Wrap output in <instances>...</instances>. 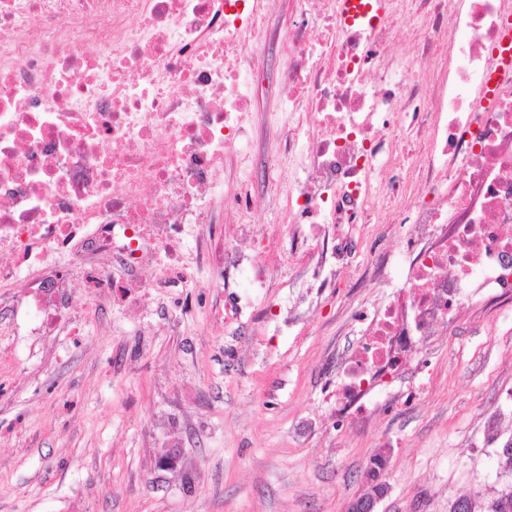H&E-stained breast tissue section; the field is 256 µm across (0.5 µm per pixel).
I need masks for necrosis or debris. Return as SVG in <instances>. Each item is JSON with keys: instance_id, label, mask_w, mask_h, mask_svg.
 Instances as JSON below:
<instances>
[{"instance_id": "4bbe7bcc", "label": "necrosis or debris", "mask_w": 512, "mask_h": 512, "mask_svg": "<svg viewBox=\"0 0 512 512\" xmlns=\"http://www.w3.org/2000/svg\"><path fill=\"white\" fill-rule=\"evenodd\" d=\"M281 42L287 178L258 186L246 119L273 42L270 0H0V288L23 283L45 336L77 291L110 305L198 285L199 267L266 273L226 244L255 197L287 198L290 234L367 224L373 205L400 233L360 279L396 283L342 364L336 411L369 414L383 378L447 332L475 298L512 300V76L493 51L512 0H389L384 21L343 24L336 0H292ZM413 55L394 30L411 14ZM320 38H313V29ZM444 55L447 73L421 60ZM426 148L399 167L403 143ZM244 166L233 195L221 177Z\"/></svg>"}]
</instances>
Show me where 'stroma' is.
Segmentation results:
<instances>
[{"mask_svg":"<svg viewBox=\"0 0 512 512\" xmlns=\"http://www.w3.org/2000/svg\"><path fill=\"white\" fill-rule=\"evenodd\" d=\"M263 85L251 132L270 149L281 91L274 74ZM259 213L251 247L269 275L245 315L203 269L199 288L135 311L74 293L51 336L32 335L22 312L0 325V512H345L384 447L378 512H450L502 488L484 423L497 414L500 440L512 438V304L423 340L425 369L336 430L342 362L361 336L350 312L389 294L358 287V270L400 242L346 226L350 250L315 274L288 255L287 206Z\"/></svg>","mask_w":512,"mask_h":512,"instance_id":"35a3bbf8","label":"stroma"}]
</instances>
